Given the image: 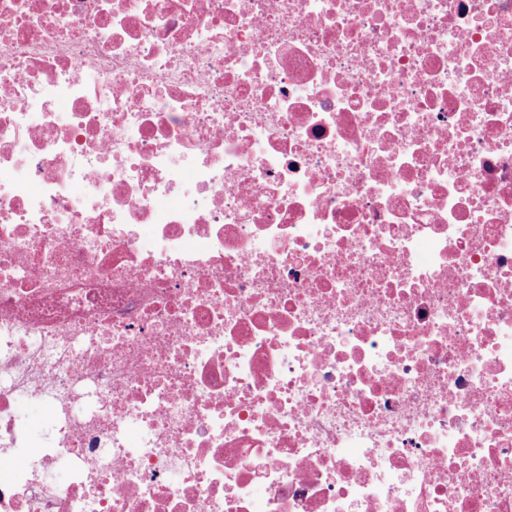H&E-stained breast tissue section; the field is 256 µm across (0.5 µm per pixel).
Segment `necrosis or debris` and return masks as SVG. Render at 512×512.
<instances>
[{
    "label": "necrosis or debris",
    "instance_id": "necrosis-or-debris-1",
    "mask_svg": "<svg viewBox=\"0 0 512 512\" xmlns=\"http://www.w3.org/2000/svg\"><path fill=\"white\" fill-rule=\"evenodd\" d=\"M0 170V512H512V0H0Z\"/></svg>",
    "mask_w": 512,
    "mask_h": 512
}]
</instances>
